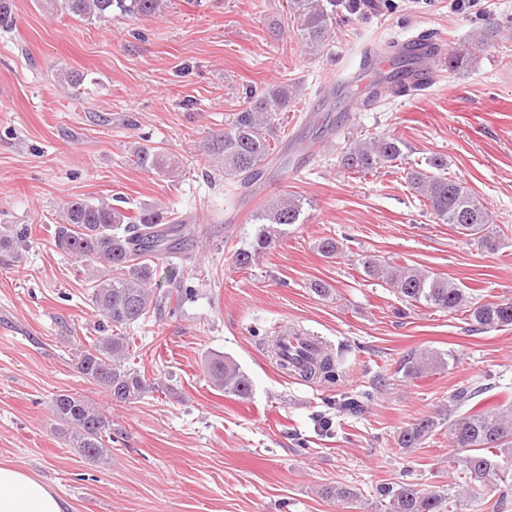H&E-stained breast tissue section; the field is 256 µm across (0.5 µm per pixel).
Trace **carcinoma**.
I'll use <instances>...</instances> for the list:
<instances>
[{
    "label": "carcinoma",
    "mask_w": 512,
    "mask_h": 512,
    "mask_svg": "<svg viewBox=\"0 0 512 512\" xmlns=\"http://www.w3.org/2000/svg\"><path fill=\"white\" fill-rule=\"evenodd\" d=\"M49 9L84 20L110 21L114 18L152 20L161 17L170 0H42ZM354 14L360 0H289V11L296 23L300 42L311 52L320 51L332 38L336 8ZM500 25L490 21L475 34L480 50L499 35ZM396 73L386 81H374L361 92L360 102L370 107L382 99L409 94L404 77L414 70V59L396 53L392 56ZM297 86L272 85L245 92L242 108L233 113L224 132L212 136L207 149L224 161V178L249 188L264 175L265 167L277 148L280 115L296 105ZM405 144L396 136L367 137L342 151L338 164L353 173L377 170L405 159ZM134 162L142 169L166 173L175 160L154 147L140 146ZM428 166L434 172L410 167L405 180L420 196V204L438 220L457 229L481 247L496 251L499 236L489 229L488 214L481 202L462 182L441 174L447 159L433 156ZM304 198L287 194L265 204L251 215L261 225L247 248L238 250L234 263L248 269L275 243L280 226L302 223ZM197 227L173 216L168 209L149 205L132 216L118 204H97L74 200L65 205L61 223L55 225L54 244L60 251L85 264L91 300L103 314L107 328L89 345L78 343V369L90 382L104 389L113 401L131 403L151 389L145 375L130 363L131 325L153 314L173 317L181 308L189 289L184 287V269L170 260L180 245L194 236ZM29 234L27 227L0 224V265L10 266L19 257L18 247ZM166 265V288L156 281L158 263ZM366 274L384 281L406 304H420L438 311L466 312L476 331H492L512 326V298L478 304L467 289L439 276L424 273L409 265L391 266L378 259L362 261ZM439 355L411 352L400 362L404 376L418 378L444 367ZM213 383L224 394L247 399L252 384L238 365L227 357H215L208 366ZM334 357L304 370L305 379L336 380ZM487 390L486 385H463L448 396V440L450 447L465 453L462 465V497L472 502L484 500V489L495 479L512 487V400L492 408L470 406ZM469 407L468 413L454 409ZM52 411L68 436L70 447L89 459L98 460L105 439L112 438V421L77 396L60 394ZM439 422L430 416L416 419L404 428L398 444L412 448L428 439ZM384 512H441L445 498L425 493L413 483H384L377 488Z\"/></svg>",
    "instance_id": "carcinoma-1"
}]
</instances>
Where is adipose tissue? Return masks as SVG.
Returning a JSON list of instances; mask_svg holds the SVG:
<instances>
[{
    "label": "adipose tissue",
    "mask_w": 512,
    "mask_h": 512,
    "mask_svg": "<svg viewBox=\"0 0 512 512\" xmlns=\"http://www.w3.org/2000/svg\"><path fill=\"white\" fill-rule=\"evenodd\" d=\"M0 512H70V505L24 470L0 464Z\"/></svg>",
    "instance_id": "ef3b65f1"
}]
</instances>
